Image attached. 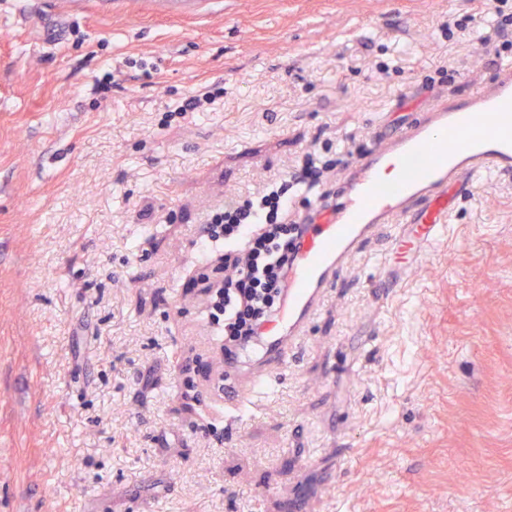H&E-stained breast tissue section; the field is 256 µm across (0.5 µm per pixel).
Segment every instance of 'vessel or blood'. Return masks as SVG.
<instances>
[{
    "instance_id": "b4317fda",
    "label": "vessel or blood",
    "mask_w": 512,
    "mask_h": 512,
    "mask_svg": "<svg viewBox=\"0 0 512 512\" xmlns=\"http://www.w3.org/2000/svg\"><path fill=\"white\" fill-rule=\"evenodd\" d=\"M425 119L379 134L359 160L337 203L309 225L288 277L275 330L246 353L225 360L219 391L238 416L296 355L306 322L332 287L340 264L374 225L394 227L395 249L424 254L447 231L456 199L483 179L512 173V64L500 65L490 88L461 101L435 100ZM397 169L395 179L386 172Z\"/></svg>"
}]
</instances>
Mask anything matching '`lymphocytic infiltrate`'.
Masks as SVG:
<instances>
[{"label":"lymphocytic infiltrate","mask_w":512,"mask_h":512,"mask_svg":"<svg viewBox=\"0 0 512 512\" xmlns=\"http://www.w3.org/2000/svg\"><path fill=\"white\" fill-rule=\"evenodd\" d=\"M350 153L349 147L325 142L318 160H307L261 194L229 203L209 225L204 256H211L214 245L224 247V286L214 294L209 317L225 355L262 336L283 304L289 270L308 228L304 222H284L283 214L310 208L323 170L333 166L335 156Z\"/></svg>","instance_id":"lymphocytic-infiltrate-1"}]
</instances>
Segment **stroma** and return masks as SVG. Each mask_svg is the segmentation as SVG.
<instances>
[{
  "label": "stroma",
  "mask_w": 512,
  "mask_h": 512,
  "mask_svg": "<svg viewBox=\"0 0 512 512\" xmlns=\"http://www.w3.org/2000/svg\"><path fill=\"white\" fill-rule=\"evenodd\" d=\"M497 8L0 0V512H512V176L389 298L379 226L235 419L198 263L213 214L326 141L488 88Z\"/></svg>",
  "instance_id": "1"
}]
</instances>
